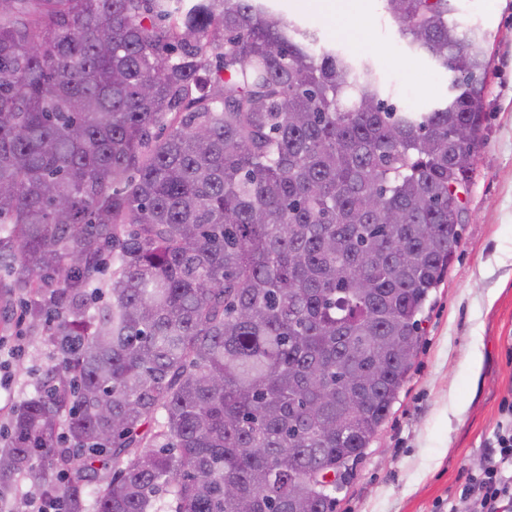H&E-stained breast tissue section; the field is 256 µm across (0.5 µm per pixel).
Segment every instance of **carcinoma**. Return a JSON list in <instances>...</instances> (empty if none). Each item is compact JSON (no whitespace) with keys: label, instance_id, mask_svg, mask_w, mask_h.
I'll use <instances>...</instances> for the list:
<instances>
[{"label":"carcinoma","instance_id":"carcinoma-1","mask_svg":"<svg viewBox=\"0 0 512 512\" xmlns=\"http://www.w3.org/2000/svg\"><path fill=\"white\" fill-rule=\"evenodd\" d=\"M387 5L453 75L427 112L265 0H0V268L59 355L0 500L336 512L460 242L491 67L451 0ZM35 494L38 495L35 480L33 478H25L18 483L9 502L6 505H2V510L23 512L28 509L26 506L27 500Z\"/></svg>","mask_w":512,"mask_h":512}]
</instances>
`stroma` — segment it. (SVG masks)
Segmentation results:
<instances>
[{
	"instance_id": "stroma-1",
	"label": "stroma",
	"mask_w": 512,
	"mask_h": 512,
	"mask_svg": "<svg viewBox=\"0 0 512 512\" xmlns=\"http://www.w3.org/2000/svg\"><path fill=\"white\" fill-rule=\"evenodd\" d=\"M321 46L369 63L398 107L422 112L443 100L450 76L411 49L384 0H365L355 40L317 0H268ZM463 28L486 34L492 65L484 132L448 274L432 294L409 378L377 436L337 493L336 512H448L477 471L512 396V0H453ZM365 42V49L354 46ZM21 298L0 309V429L48 385L57 354L46 336L19 326ZM482 366L473 371L471 353Z\"/></svg>"
}]
</instances>
